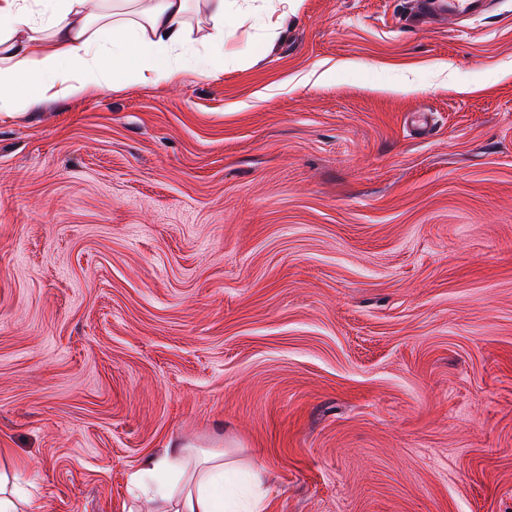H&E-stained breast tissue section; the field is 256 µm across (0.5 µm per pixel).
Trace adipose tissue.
I'll list each match as a JSON object with an SVG mask.
<instances>
[{"instance_id": "1", "label": "adipose tissue", "mask_w": 512, "mask_h": 512, "mask_svg": "<svg viewBox=\"0 0 512 512\" xmlns=\"http://www.w3.org/2000/svg\"><path fill=\"white\" fill-rule=\"evenodd\" d=\"M37 21L26 0H0V112H24L43 102L75 98L122 76L173 84L188 41L190 0H53ZM235 462L222 451L193 456L170 448L145 458L134 473L148 488L154 512H262L260 469L243 491L225 493Z\"/></svg>"}]
</instances>
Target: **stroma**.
I'll use <instances>...</instances> for the list:
<instances>
[{"label": "stroma", "mask_w": 512, "mask_h": 512, "mask_svg": "<svg viewBox=\"0 0 512 512\" xmlns=\"http://www.w3.org/2000/svg\"><path fill=\"white\" fill-rule=\"evenodd\" d=\"M202 0L174 84L0 113V448L27 512H142L140 460L264 512H512V0ZM228 0H206L208 22L212 34L211 39L217 41L221 46L213 53L197 57L196 65L210 74H217L224 68V27L227 23L225 3ZM417 20H435L448 18H466L486 10L487 0H420L417 1ZM485 7L481 9L484 5ZM195 460L187 448H169L145 458L133 477L135 483L155 502L153 512H262L264 507L260 467L248 472L245 491L224 495V477L235 473V461L223 451H201ZM159 473L165 481L148 487Z\"/></svg>", "instance_id": "1"}]
</instances>
